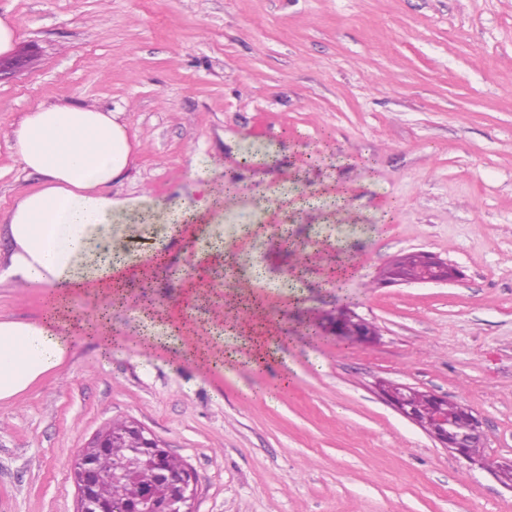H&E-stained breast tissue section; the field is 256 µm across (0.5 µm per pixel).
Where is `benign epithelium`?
I'll list each match as a JSON object with an SVG mask.
<instances>
[{"label": "benign epithelium", "mask_w": 512, "mask_h": 512, "mask_svg": "<svg viewBox=\"0 0 512 512\" xmlns=\"http://www.w3.org/2000/svg\"><path fill=\"white\" fill-rule=\"evenodd\" d=\"M425 272L419 281L422 283L448 282L457 277L458 271L447 262L433 256H425ZM366 321L354 313L341 314L329 327L335 336H346L357 342L373 340V334L364 329ZM381 391L386 399L408 420L419 423L418 412L409 397L410 388L403 385H385ZM434 409L431 422L424 430L442 447L458 454L469 463L482 468L489 467L486 460L471 455L470 449L482 447L483 429L481 420L473 412L457 406L452 413L448 408L453 403L445 396L431 395ZM466 419L470 429L459 431L457 423ZM130 429L139 437V447L129 449V463L126 470L119 473L121 478H131L146 467L153 471L157 491L146 495L139 501L122 504L105 503L97 495V486L101 474L96 466L98 453L112 446V437L97 434L88 449L81 451L75 462L74 477L78 487L77 512H197L195 503L197 488L194 473L185 468L178 475L171 474L164 465L170 451L165 442L138 422L130 421Z\"/></svg>", "instance_id": "obj_1"}]
</instances>
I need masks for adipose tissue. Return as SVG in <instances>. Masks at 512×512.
<instances>
[{"mask_svg":"<svg viewBox=\"0 0 512 512\" xmlns=\"http://www.w3.org/2000/svg\"><path fill=\"white\" fill-rule=\"evenodd\" d=\"M13 147L26 169L43 183L9 213L12 248L8 272L27 284L55 291V308L42 320L0 318V402L10 401L63 362L70 333L102 329L112 309V286L132 263L126 240L113 226L145 215L149 193L112 195L142 142L121 113L83 104H41L25 113L12 131ZM93 297V315L75 319L71 294Z\"/></svg>","mask_w":512,"mask_h":512,"instance_id":"obj_1","label":"adipose tissue"}]
</instances>
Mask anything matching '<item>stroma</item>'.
<instances>
[{
	"mask_svg": "<svg viewBox=\"0 0 512 512\" xmlns=\"http://www.w3.org/2000/svg\"><path fill=\"white\" fill-rule=\"evenodd\" d=\"M4 13L23 57L0 74V225L42 184L12 148L24 112L123 113L146 148L112 193L149 190L164 212L234 183L213 233L261 269L279 342L259 369L182 358L194 337L240 338L186 295L214 277L196 240L139 225L162 260L113 307L117 346L74 335L54 373L0 402V512H77L74 461L115 420L192 468L197 512H512V491L379 390L448 397L482 419L488 461L512 459V0H0ZM317 187L356 224L327 223L325 198L299 208ZM339 252L354 270L337 284ZM416 253L460 278L384 283ZM49 304L0 267L1 317L38 321ZM343 310L374 340L329 334Z\"/></svg>",
	"mask_w": 512,
	"mask_h": 512,
	"instance_id": "obj_1",
	"label": "stroma"
}]
</instances>
